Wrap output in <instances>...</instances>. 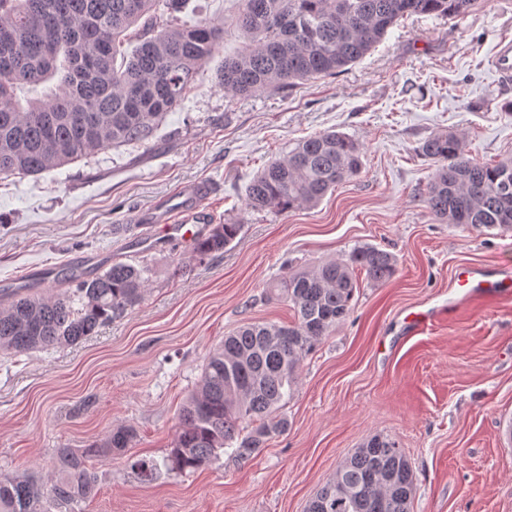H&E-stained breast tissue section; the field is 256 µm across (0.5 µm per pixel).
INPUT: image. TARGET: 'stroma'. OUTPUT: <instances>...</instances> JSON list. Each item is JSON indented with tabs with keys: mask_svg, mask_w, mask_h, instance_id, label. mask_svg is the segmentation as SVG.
Returning <instances> with one entry per match:
<instances>
[{
	"mask_svg": "<svg viewBox=\"0 0 512 512\" xmlns=\"http://www.w3.org/2000/svg\"><path fill=\"white\" fill-rule=\"evenodd\" d=\"M240 0H187L179 18L224 26V44L151 143L107 147L37 176L0 180V290L121 261L150 270L141 303L74 346L0 354V475L51 486L59 449L130 426L131 447L97 462V494L50 512H306L316 491L375 435L398 443L415 476L410 512H512V293L449 307L458 268L512 273V232L438 223L424 202L435 170L419 152L463 134L470 158H512V81L490 60L512 42V0L447 18L407 16L333 77L240 99L217 77L241 39ZM335 130L363 148L359 175L311 208L246 207L244 191L298 140ZM215 185L212 223L243 230L198 261L129 224L182 186ZM373 245L397 260L383 283L359 277L350 316L307 355L281 413L287 431L242 460L146 478L163 462L177 414L208 354L252 322L288 323L269 284ZM433 309L416 327L411 313Z\"/></svg>",
	"mask_w": 512,
	"mask_h": 512,
	"instance_id": "1",
	"label": "stroma"
}]
</instances>
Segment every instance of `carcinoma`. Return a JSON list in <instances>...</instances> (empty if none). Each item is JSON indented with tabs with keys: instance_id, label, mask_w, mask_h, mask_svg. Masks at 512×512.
I'll return each instance as SVG.
<instances>
[{
	"instance_id": "obj_1",
	"label": "carcinoma",
	"mask_w": 512,
	"mask_h": 512,
	"mask_svg": "<svg viewBox=\"0 0 512 512\" xmlns=\"http://www.w3.org/2000/svg\"><path fill=\"white\" fill-rule=\"evenodd\" d=\"M186 0H0V175L37 176L105 147L144 145L181 107L202 66L224 41V26L178 23ZM236 25L245 43L218 70L235 97L280 91L335 76L361 61L407 15L448 18L479 0H242ZM132 44L131 53L123 50ZM435 163L425 203L441 224L512 229V158L485 164L468 156L456 133L420 147ZM362 147L336 131L300 140L246 186L254 210L312 207L361 172ZM241 224H208L191 244L203 259L224 251ZM382 283L396 259L373 246L348 259L291 272L269 288L292 304L291 323H251L224 337L208 356L197 388L178 414L171 472L207 466L220 449L249 458L288 428L280 409L300 365L349 316L356 271ZM148 269L115 261L90 275L66 274L46 292L23 285L0 295V353L19 355L74 345L138 305ZM135 432L57 456L50 490L32 477H0V512H44L47 498L74 505L90 497L99 475L92 458L127 448ZM414 474L387 437L358 448L317 492L307 512H409Z\"/></svg>"
}]
</instances>
